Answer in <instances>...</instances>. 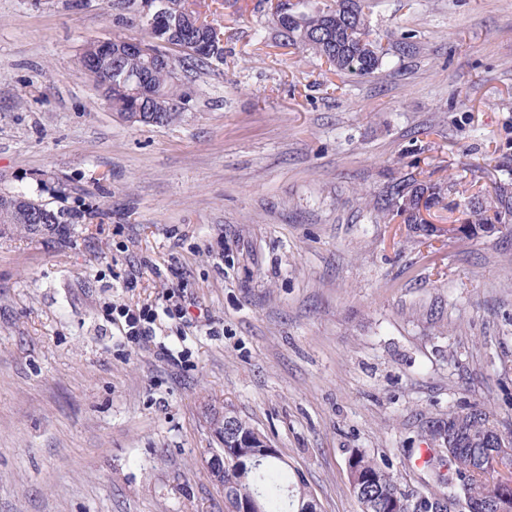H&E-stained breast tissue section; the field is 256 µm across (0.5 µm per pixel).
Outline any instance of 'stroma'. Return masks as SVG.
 <instances>
[{"mask_svg":"<svg viewBox=\"0 0 512 512\" xmlns=\"http://www.w3.org/2000/svg\"><path fill=\"white\" fill-rule=\"evenodd\" d=\"M219 23L181 119L132 125L80 68L106 0H0V191L96 212L0 237V512H226L214 407L322 512H359L352 449L410 491L422 418L512 426V233L430 244L366 206L404 176L512 183V0H377L366 77L276 39L266 0ZM123 305L158 310L153 342ZM117 315L124 319L122 335L130 342L140 341L147 343L152 341L153 328L150 324L155 320V311L143 307H130L127 305L115 308Z\"/></svg>","mask_w":512,"mask_h":512,"instance_id":"1","label":"stroma"}]
</instances>
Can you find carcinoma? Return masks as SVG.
Wrapping results in <instances>:
<instances>
[{"mask_svg": "<svg viewBox=\"0 0 512 512\" xmlns=\"http://www.w3.org/2000/svg\"><path fill=\"white\" fill-rule=\"evenodd\" d=\"M162 17L181 25L170 36L162 35L151 51L141 53L128 48L130 37H112L110 70L102 69L103 60L93 44L82 54L83 74L95 91L111 106L117 116L136 111L140 106L155 115L161 125L177 121L184 104L189 102L191 89L180 73L198 67H208L217 58H224L221 28L215 19L218 0H212L214 16L209 22H198L201 11L196 0H165ZM375 0H332L322 8L303 9L300 3L280 0L282 27L279 36L328 63L337 73L370 75L384 64L385 54L372 38L369 16ZM112 9L119 11L117 25L124 24L126 14L138 17L139 0H112ZM430 192L424 207L438 206L442 210H461L459 220L476 230L494 224H512V193L508 184L496 187L494 195L466 196L460 193L458 182H433L413 176L392 183L387 194L372 202L376 218L401 216L399 204L404 196ZM93 214L81 206L54 210L48 204L22 192H0V234L31 236V225L48 224L61 232L64 223ZM403 217V216H401ZM407 224H421L418 206L403 217ZM453 419L433 417L421 426L420 437L428 456L420 468V488L405 491L388 458L377 459L355 449L348 460L355 497L360 512H396L395 501L407 503L405 512H441L434 502L443 485L454 488L468 504L465 512H485L487 500L498 501L497 512H512V496L502 497L482 477L485 463L493 451L489 439L490 425L497 422L494 412L484 403L467 404L452 411ZM448 435L459 436V443L449 452L437 446ZM285 461L273 455L263 458L257 471L244 476L236 467L224 471V498L243 500L257 498L263 512H319L315 497L303 480H297L295 496H289L290 476Z\"/></svg>", "mask_w": 512, "mask_h": 512, "instance_id": "obj_1", "label": "carcinoma"}]
</instances>
